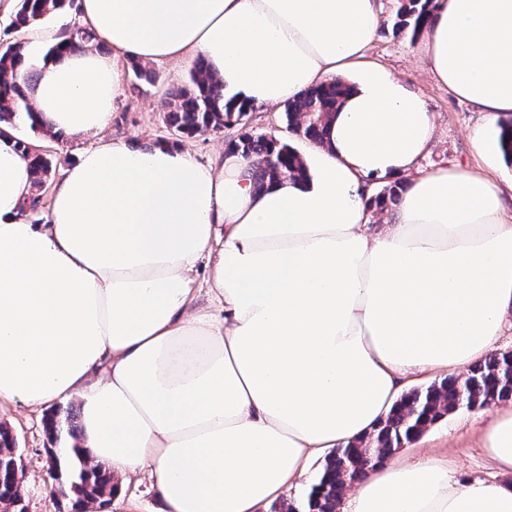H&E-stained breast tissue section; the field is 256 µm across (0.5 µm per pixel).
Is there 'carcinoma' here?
Segmentation results:
<instances>
[{
	"mask_svg": "<svg viewBox=\"0 0 512 512\" xmlns=\"http://www.w3.org/2000/svg\"><path fill=\"white\" fill-rule=\"evenodd\" d=\"M74 0H18L14 24L26 26L54 14ZM441 0H397L393 31L418 35L430 22ZM96 40L87 27L69 31L68 40L52 46L47 56L53 57L81 50ZM25 47L21 43L0 51V130L15 128L30 116L23 86L33 77L25 71ZM139 80L153 84L157 75L138 59L127 57ZM350 86L340 80L312 87L285 104L288 129L311 142H321L327 134V121L336 113ZM166 121L185 137L216 131L238 124L254 110V106L224 97V85L207 69L205 60L195 61L188 84L168 90L164 101ZM499 144L503 155L512 160V120L501 125ZM15 146L30 161L33 186L23 208L31 219L41 208V191L51 177V164L40 153L30 151L33 143L16 138ZM227 152L254 159L253 185L260 190L265 183L282 174L297 178L305 171L297 152L273 136L245 133L227 145ZM401 187L384 189L367 201L370 209L385 210L399 201ZM512 400V353H490L472 365L464 376L449 375L440 382L414 388L403 395L380 420L372 433L336 451L328 458L323 471L307 497L308 512H337L353 465L367 458L371 465L382 464L402 446L419 438L427 429L459 408L480 409L496 401ZM47 427L54 440L70 444L60 448L54 457L58 478L64 482L72 512L93 503H112L118 491L115 476L100 465H90L78 443L80 431L71 411L57 412L48 419ZM16 439L11 430L0 424V512H25L23 505L24 471L14 466Z\"/></svg>",
	"mask_w": 512,
	"mask_h": 512,
	"instance_id": "carcinoma-1",
	"label": "carcinoma"
}]
</instances>
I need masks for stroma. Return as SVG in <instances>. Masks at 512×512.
<instances>
[{"label": "stroma", "mask_w": 512, "mask_h": 512, "mask_svg": "<svg viewBox=\"0 0 512 512\" xmlns=\"http://www.w3.org/2000/svg\"><path fill=\"white\" fill-rule=\"evenodd\" d=\"M381 25L378 37L368 51L369 59L383 64L408 86L420 92L434 114L435 134L429 151L420 159L421 168L468 167L493 171L502 185L512 184V164L504 158L488 160L475 148L471 134L484 123L478 108L462 101L434 81L416 51L414 39L395 34L391 15L394 0H378ZM192 62L179 65L161 64L156 84H137L129 70H122L124 98L112 114V122L101 134L102 139H125L139 144L164 143L189 150L203 164L214 162L228 142L245 133L274 135L294 149H302L306 141L291 132L283 106H259L243 118L241 124L223 128L194 138H183L170 129L161 108L169 87L186 84ZM18 137L39 146L52 164L55 178H62L80 152L94 140L90 137L58 141L42 130L20 124ZM50 401L39 407L15 404L0 406V423L10 427L25 458L23 493L26 512H68L67 503L58 499L50 489L46 451L54 447L44 427L45 417L57 409ZM496 406L483 409H460L449 414L414 442L396 451L395 456L407 463H416L431 455L447 461L450 469L463 476L478 479L492 478L495 467L481 446V432L496 413ZM110 512H166L149 472L122 480L120 493L113 498Z\"/></svg>", "instance_id": "1"}]
</instances>
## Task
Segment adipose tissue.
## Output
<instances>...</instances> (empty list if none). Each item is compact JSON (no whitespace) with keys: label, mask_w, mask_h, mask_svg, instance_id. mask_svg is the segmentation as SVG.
Here are the masks:
<instances>
[{"label":"adipose tissue","mask_w":512,"mask_h":512,"mask_svg":"<svg viewBox=\"0 0 512 512\" xmlns=\"http://www.w3.org/2000/svg\"><path fill=\"white\" fill-rule=\"evenodd\" d=\"M78 17L101 49L30 61L32 118L56 135L108 127L120 52L203 58L255 106L354 85L302 153L304 178L258 190L243 156L204 165L111 139L82 150L41 226L20 214L29 162L0 137V404L79 397L89 457L150 471L167 512H259L313 456L367 436L412 375L492 350L512 313L505 193L487 172L419 169L433 114L368 61L376 0H78ZM422 52L486 126L512 112V0H443ZM383 178L406 188L372 233L365 201ZM481 440L493 479L397 460L358 482L346 512H512V410Z\"/></svg>","instance_id":"ef3b65f1"}]
</instances>
